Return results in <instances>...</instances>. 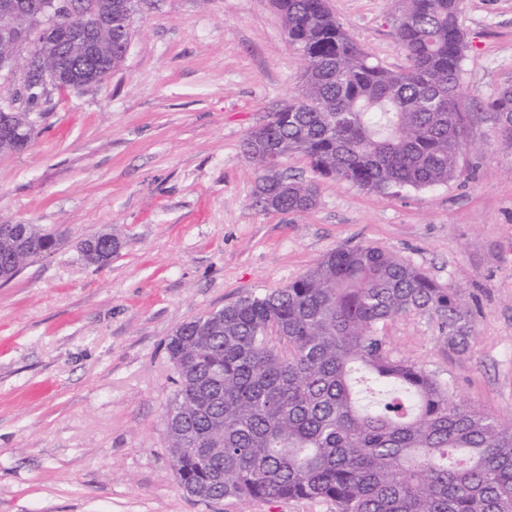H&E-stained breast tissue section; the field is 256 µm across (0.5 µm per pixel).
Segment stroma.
<instances>
[{
	"mask_svg": "<svg viewBox=\"0 0 512 512\" xmlns=\"http://www.w3.org/2000/svg\"><path fill=\"white\" fill-rule=\"evenodd\" d=\"M328 6L376 61L407 67L397 0ZM459 23V104L481 153L448 183L388 195L289 156L283 170L317 190L302 214L253 206L256 166L242 152L303 70L270 0H140L119 70L47 88L32 146L0 153V224L56 237L0 283V512H336L328 500L188 496L165 443V344L349 245L397 254L480 308L462 353L416 314L384 334L455 398L512 423V149L485 108L512 83V0H463ZM104 231L118 252L87 264L81 240Z\"/></svg>",
	"mask_w": 512,
	"mask_h": 512,
	"instance_id": "stroma-1",
	"label": "stroma"
}]
</instances>
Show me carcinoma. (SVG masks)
<instances>
[{"instance_id":"obj_1","label":"carcinoma","mask_w":512,"mask_h":512,"mask_svg":"<svg viewBox=\"0 0 512 512\" xmlns=\"http://www.w3.org/2000/svg\"><path fill=\"white\" fill-rule=\"evenodd\" d=\"M34 19L33 56L53 53L46 0H22ZM396 33L409 65L371 60L327 0H271L303 57L295 99L252 129L253 205L305 213L309 183L285 176L300 154L314 171L362 189L397 193L448 182L466 143L458 82L465 35L461 0H400ZM91 25L129 26L135 0H86ZM98 54L116 70L124 57ZM512 146V85L488 101ZM30 246L0 237V275L14 277L56 240L27 225ZM116 238L80 243L113 254ZM432 319L451 350H465L475 311L401 257L372 245L327 253L286 288L247 295L181 324L166 343L174 370L165 438L181 486L203 502L329 500L336 512H512V424L465 401L448 383L390 350L387 322Z\"/></svg>"}]
</instances>
